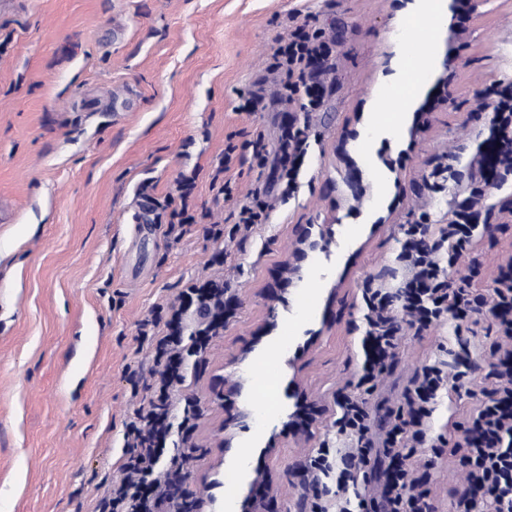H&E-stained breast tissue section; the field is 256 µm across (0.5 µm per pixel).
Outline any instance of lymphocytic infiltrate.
Segmentation results:
<instances>
[{"label": "lymphocytic infiltrate", "instance_id": "lymphocytic-infiltrate-1", "mask_svg": "<svg viewBox=\"0 0 512 512\" xmlns=\"http://www.w3.org/2000/svg\"><path fill=\"white\" fill-rule=\"evenodd\" d=\"M331 50L321 41L318 32L297 27L285 45L274 54V66L284 75L282 90L285 96L304 93L309 103H316L321 90L307 83L305 76L318 60L327 58ZM405 236L413 241L415 252L406 254L413 276L403 288V308L408 315L407 325H400L391 316V300L379 288L363 291L367 309L368 330L363 338L364 363L358 387L372 386L393 357L403 327L421 331L445 316L464 321L486 312L493 318L502 335L490 349L495 359L489 372L490 384L482 388V401L462 423V438L449 449L465 473L463 491L457 501V512H512V350L503 344L512 340V262L501 267L491 295L473 293L468 283L452 282L434 255L439 244L450 241L455 253H462L470 242L467 225L443 227L431 234L427 225H410ZM225 288L215 281L196 282L182 293L184 305H196L205 320L203 329L190 336V348H183L180 312L169 319L154 317L152 326L161 327L155 337L154 360L160 368L157 400L140 406L124 433L123 477L112 487V496L103 512H166L169 490L184 475L189 461L187 455L168 454L167 442L173 423L168 404L171 387L186 380V355H197L210 342V334L223 325L227 316ZM446 374L442 362L425 365L416 375L407 397L406 413L397 414L384 441V454L389 460L383 470L385 479L381 496L383 512H430L426 491L420 490L411 479L404 462L425 445V421L433 410ZM340 415L336 426L340 435L354 437L358 445L350 452L337 481L347 486L355 481L357 471L369 462L371 451L367 443L368 413L365 402L354 393L342 392L337 398Z\"/></svg>", "mask_w": 512, "mask_h": 512}]
</instances>
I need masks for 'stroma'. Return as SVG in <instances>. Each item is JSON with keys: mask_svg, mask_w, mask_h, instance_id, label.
<instances>
[{"mask_svg": "<svg viewBox=\"0 0 512 512\" xmlns=\"http://www.w3.org/2000/svg\"><path fill=\"white\" fill-rule=\"evenodd\" d=\"M414 10L415 0H0V512H99L121 476L126 424L154 396L140 325L209 279L228 287L233 314L205 363L170 392L174 412L190 398L200 409L190 430L172 434L190 457L185 489L207 512H224L232 476L236 505L270 498L278 512H309L313 492L298 468L319 448L352 446L337 432L336 397L363 362L365 282L408 320L398 296L411 277L399 260L408 226L438 229L467 199L479 223L456 264L440 256L449 279L486 294L512 260V178L481 198L467 191L483 179L472 159L493 114L486 93L512 90V0H484L441 23L440 53L458 56L452 101L376 136L365 116L402 77L396 61ZM303 24L333 48L312 112L280 98L269 69ZM253 93L262 109L239 111ZM290 123L307 141L291 189L279 161ZM256 139L261 166L245 148ZM230 144L242 153L224 172ZM448 164L460 189L425 188V175ZM218 173L231 196L214 183ZM183 180L193 185V221L169 236L150 202L177 195ZM256 191L267 220L235 231ZM305 225L323 246L281 285ZM498 336L486 314L405 333L367 397L373 446L425 365L444 362L452 375L468 361L485 374ZM245 348L249 359L238 361ZM272 348L262 376L280 409L269 416L253 361ZM472 390L438 394L429 444L407 462L433 512H455L464 473L432 443L459 440L452 425L475 407ZM230 413L244 414L245 426L221 451L214 434ZM218 456L222 466L210 470Z\"/></svg>", "mask_w": 512, "mask_h": 512, "instance_id": "stroma-1", "label": "stroma"}]
</instances>
